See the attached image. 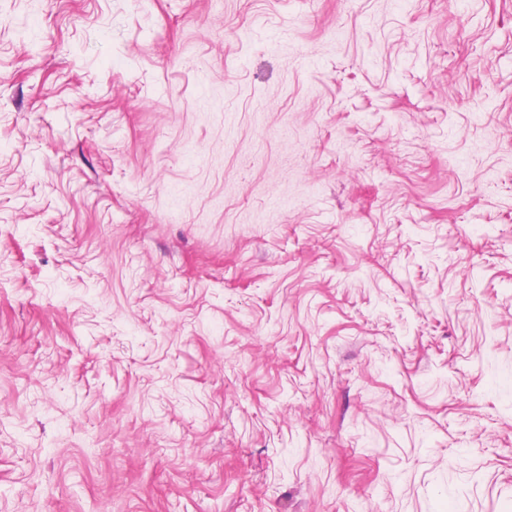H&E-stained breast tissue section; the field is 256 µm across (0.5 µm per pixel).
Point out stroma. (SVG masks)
I'll return each mask as SVG.
<instances>
[{
    "label": "stroma",
    "mask_w": 512,
    "mask_h": 512,
    "mask_svg": "<svg viewBox=\"0 0 512 512\" xmlns=\"http://www.w3.org/2000/svg\"><path fill=\"white\" fill-rule=\"evenodd\" d=\"M0 512H512V0H0Z\"/></svg>",
    "instance_id": "obj_1"
}]
</instances>
